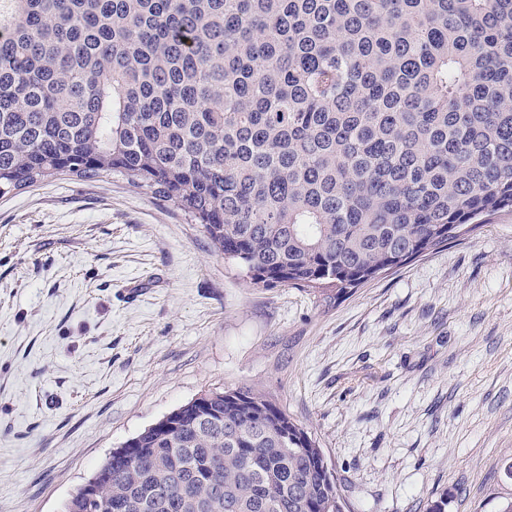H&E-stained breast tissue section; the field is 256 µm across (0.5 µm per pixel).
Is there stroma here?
I'll return each instance as SVG.
<instances>
[{"instance_id":"obj_1","label":"stroma","mask_w":512,"mask_h":512,"mask_svg":"<svg viewBox=\"0 0 512 512\" xmlns=\"http://www.w3.org/2000/svg\"><path fill=\"white\" fill-rule=\"evenodd\" d=\"M242 386L316 440L346 512H499L512 210L327 301L252 285L119 174L0 196V512H63L113 449Z\"/></svg>"}]
</instances>
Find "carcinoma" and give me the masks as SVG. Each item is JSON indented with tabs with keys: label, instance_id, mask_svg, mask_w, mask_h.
<instances>
[{
	"label": "carcinoma",
	"instance_id": "1",
	"mask_svg": "<svg viewBox=\"0 0 512 512\" xmlns=\"http://www.w3.org/2000/svg\"><path fill=\"white\" fill-rule=\"evenodd\" d=\"M112 173L339 299L512 208V0H0V195ZM199 399L86 512H341L284 410Z\"/></svg>",
	"mask_w": 512,
	"mask_h": 512
}]
</instances>
